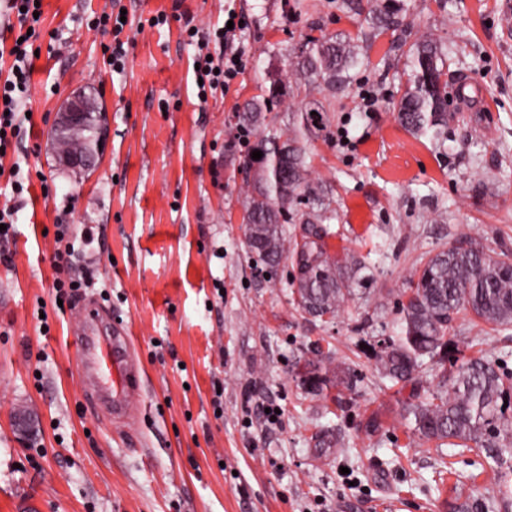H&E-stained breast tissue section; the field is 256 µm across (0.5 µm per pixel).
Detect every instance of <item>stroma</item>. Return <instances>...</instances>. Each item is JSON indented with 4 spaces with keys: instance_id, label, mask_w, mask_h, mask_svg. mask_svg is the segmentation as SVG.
<instances>
[{
    "instance_id": "1",
    "label": "stroma",
    "mask_w": 512,
    "mask_h": 512,
    "mask_svg": "<svg viewBox=\"0 0 512 512\" xmlns=\"http://www.w3.org/2000/svg\"><path fill=\"white\" fill-rule=\"evenodd\" d=\"M117 2L144 24L119 74L91 27ZM341 2L43 0L33 125L18 150L29 190L0 250V512H450L456 496L497 493L500 473L474 453L414 439L410 409L439 370L424 363L419 383L399 385L378 357L401 333L411 275L459 234L512 261V0H409L410 30L453 52L449 88L480 85L450 102L444 143L397 119L400 32L364 41L354 84L326 93L311 142L336 211L326 250L363 262L337 317L305 314L292 262L268 269L245 243L243 158L257 130L239 115L311 27L357 36ZM228 6L245 18L250 61L202 105L186 31L222 25ZM160 13L167 23L147 26ZM78 92L108 111L89 171L61 165L50 138ZM60 224L93 228L73 257L92 274L81 298L131 330L145 396L130 422L110 420L82 385L78 311L52 291ZM450 336L465 357L512 370V326L462 310ZM340 369L353 379L344 396L309 383ZM262 406L278 408L275 422ZM19 409L37 415L35 441L14 433Z\"/></svg>"
}]
</instances>
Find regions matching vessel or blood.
I'll use <instances>...</instances> for the list:
<instances>
[{
  "label": "vessel or blood",
  "instance_id": "obj_1",
  "mask_svg": "<svg viewBox=\"0 0 512 512\" xmlns=\"http://www.w3.org/2000/svg\"><path fill=\"white\" fill-rule=\"evenodd\" d=\"M75 335L85 389L112 417L130 420L143 398V375L126 327L107 322L88 303L80 308Z\"/></svg>",
  "mask_w": 512,
  "mask_h": 512
}]
</instances>
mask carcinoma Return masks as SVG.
Instances as JSON below:
<instances>
[{"label": "carcinoma", "mask_w": 512, "mask_h": 512, "mask_svg": "<svg viewBox=\"0 0 512 512\" xmlns=\"http://www.w3.org/2000/svg\"><path fill=\"white\" fill-rule=\"evenodd\" d=\"M344 7L376 30L403 26L408 7L405 0H344ZM408 45L403 63L401 95L396 104L402 126L414 136L441 139L451 114L445 76L448 49L431 34ZM363 64L357 39L308 36L290 73L269 71L265 93L247 102L240 119L261 126L265 113L292 98L298 100L285 130L265 128L251 147L263 153L247 155L243 167L250 190L243 202L246 243L271 269L279 266L288 251L286 225L328 224L336 219L330 203L320 199L311 178L309 142L325 129L323 102L317 95L347 86L352 71ZM95 133L78 129L61 140L60 150L76 153L91 143ZM317 206L303 212V201ZM319 229L296 244L292 258L298 268V305L312 317H333L353 293V278L359 259L347 254L332 260ZM471 311L494 327L512 325V263L501 260L465 238L443 249L424 263L410 280L406 302L401 304L402 336L388 344L379 356L381 369L395 383L417 380L424 358L434 364L448 363L447 348L451 315ZM512 390V373L481 357L453 366L444 388L415 406L414 435L422 442L436 441L462 446L491 469L512 474V417L502 399ZM452 512H512V493L501 491L487 497L474 495L454 505Z\"/></svg>", "instance_id": "obj_1"}]
</instances>
